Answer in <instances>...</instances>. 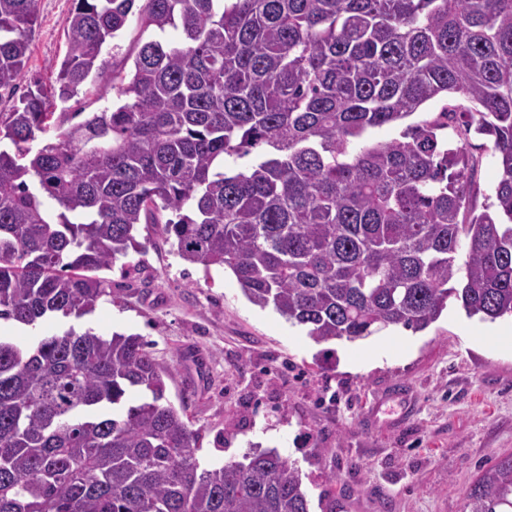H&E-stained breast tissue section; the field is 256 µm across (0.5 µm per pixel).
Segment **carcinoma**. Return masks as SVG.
Instances as JSON below:
<instances>
[{"instance_id": "cac0c4a2", "label": "carcinoma", "mask_w": 512, "mask_h": 512, "mask_svg": "<svg viewBox=\"0 0 512 512\" xmlns=\"http://www.w3.org/2000/svg\"><path fill=\"white\" fill-rule=\"evenodd\" d=\"M36 2L0 0V90ZM134 15L155 38L125 78L102 54ZM113 80V109L50 111ZM448 96L469 106L367 142ZM473 134L499 171L478 214ZM161 222L316 342L423 332L450 299L512 317V0H73L55 83L0 112V322L92 314L100 273ZM167 377L138 334L0 336V512H310L276 450L201 467ZM465 500L512 512V454Z\"/></svg>"}]
</instances>
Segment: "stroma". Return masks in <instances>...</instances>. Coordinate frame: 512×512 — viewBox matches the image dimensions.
<instances>
[{"label": "stroma", "instance_id": "stroma-1", "mask_svg": "<svg viewBox=\"0 0 512 512\" xmlns=\"http://www.w3.org/2000/svg\"><path fill=\"white\" fill-rule=\"evenodd\" d=\"M71 8L72 0H38L25 75L0 106L52 80ZM153 37L130 19L103 56L129 73ZM469 143L481 160L480 209L494 199L498 166L487 138ZM139 240L141 252L106 272L112 294L93 314L34 329L5 324L0 334L29 343L91 326L143 336L170 373L166 396L196 432L201 466L276 449L299 467L310 512L331 501L342 512H463L465 489L512 453V351L487 343L495 324L452 301L416 334L389 327L362 342L318 343L250 303L231 272L182 260L162 225H141ZM393 337L406 349L380 355Z\"/></svg>", "mask_w": 512, "mask_h": 512}]
</instances>
